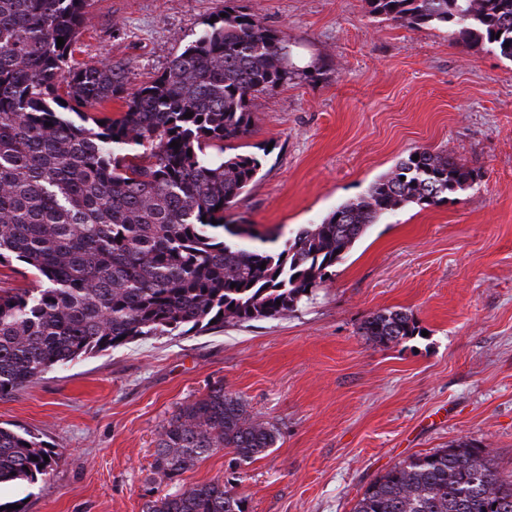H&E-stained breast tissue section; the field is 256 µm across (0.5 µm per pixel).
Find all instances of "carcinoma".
I'll list each match as a JSON object with an SVG mask.
<instances>
[{
	"mask_svg": "<svg viewBox=\"0 0 512 512\" xmlns=\"http://www.w3.org/2000/svg\"><path fill=\"white\" fill-rule=\"evenodd\" d=\"M366 2L371 14L443 27L512 59V0ZM87 3L0 0V265L15 260L34 276L28 288L0 287V396L139 339L284 317L371 225L410 204H440L475 180L451 154L416 149L320 223L275 250L258 247L253 225L224 213L262 163L224 144L250 133L256 98L291 76L288 35L224 0L165 71L129 92L123 68L74 61ZM112 99L126 111L93 112ZM362 331L389 346L420 328L387 309ZM278 437L220 385L162 425L151 468L177 484L205 456L230 448L246 463ZM60 459L33 434L0 427V486L47 477ZM146 512L245 510L213 481L150 500ZM352 512H512V475L461 442L386 471Z\"/></svg>",
	"mask_w": 512,
	"mask_h": 512,
	"instance_id": "1",
	"label": "carcinoma"
}]
</instances>
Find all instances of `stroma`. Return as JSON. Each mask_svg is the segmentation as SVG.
I'll list each match as a JSON object with an SVG mask.
<instances>
[{
  "label": "stroma",
  "mask_w": 512,
  "mask_h": 512,
  "mask_svg": "<svg viewBox=\"0 0 512 512\" xmlns=\"http://www.w3.org/2000/svg\"><path fill=\"white\" fill-rule=\"evenodd\" d=\"M222 0H91L75 58L160 75ZM288 35L294 74L260 100L239 152L262 161L227 213L287 238L317 224L419 147L473 168L448 202L371 225L332 278L288 316L137 341L43 374L0 398V425L62 459L0 487L22 512H144L177 486L221 479L247 512H351L378 476L461 442L512 474V60L445 29L369 14L365 0H238ZM421 335L379 347L372 312ZM280 431L237 463L214 452L171 484L151 471L160 427L214 385Z\"/></svg>",
  "instance_id": "35a3bbf8"
}]
</instances>
